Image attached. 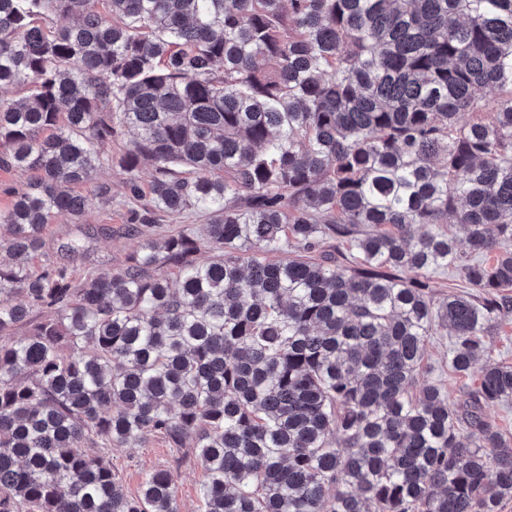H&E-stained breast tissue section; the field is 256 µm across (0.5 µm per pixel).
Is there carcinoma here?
I'll use <instances>...</instances> for the list:
<instances>
[{"label": "carcinoma", "mask_w": 512, "mask_h": 512, "mask_svg": "<svg viewBox=\"0 0 512 512\" xmlns=\"http://www.w3.org/2000/svg\"><path fill=\"white\" fill-rule=\"evenodd\" d=\"M7 87L0 168L31 179L0 211V512H180L172 470L131 497L101 452L151 438L195 449L202 512L512 498L484 419L512 366L460 406L410 391L436 328L465 377L512 315V0H0ZM124 130L130 193L154 171L128 226L196 212L205 234L29 265ZM448 269L479 295L436 297Z\"/></svg>", "instance_id": "obj_1"}]
</instances>
